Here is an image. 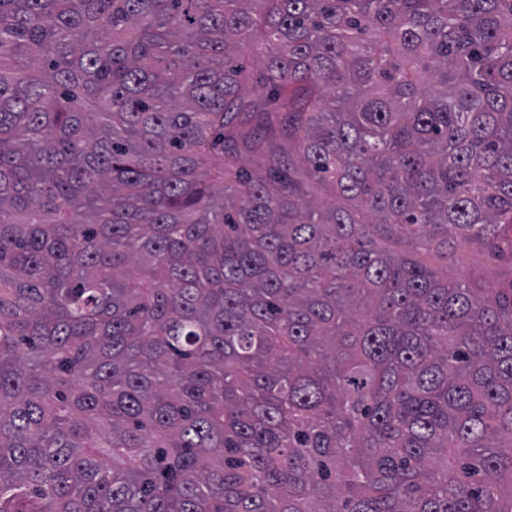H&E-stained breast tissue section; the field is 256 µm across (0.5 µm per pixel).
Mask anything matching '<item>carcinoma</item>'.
<instances>
[{"label": "carcinoma", "mask_w": 512, "mask_h": 512, "mask_svg": "<svg viewBox=\"0 0 512 512\" xmlns=\"http://www.w3.org/2000/svg\"><path fill=\"white\" fill-rule=\"evenodd\" d=\"M465 249L512 0H0V512H512Z\"/></svg>", "instance_id": "carcinoma-1"}]
</instances>
